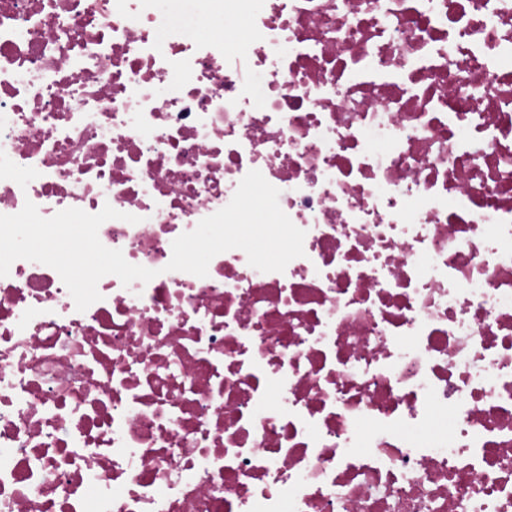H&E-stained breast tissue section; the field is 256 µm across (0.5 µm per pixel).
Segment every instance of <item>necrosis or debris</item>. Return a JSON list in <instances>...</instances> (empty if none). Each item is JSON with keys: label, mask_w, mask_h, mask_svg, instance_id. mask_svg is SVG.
<instances>
[{"label": "necrosis or debris", "mask_w": 512, "mask_h": 512, "mask_svg": "<svg viewBox=\"0 0 512 512\" xmlns=\"http://www.w3.org/2000/svg\"><path fill=\"white\" fill-rule=\"evenodd\" d=\"M157 2L0 0V214L157 272L0 277V512H512V0ZM252 170L303 256L167 271Z\"/></svg>", "instance_id": "obj_1"}]
</instances>
